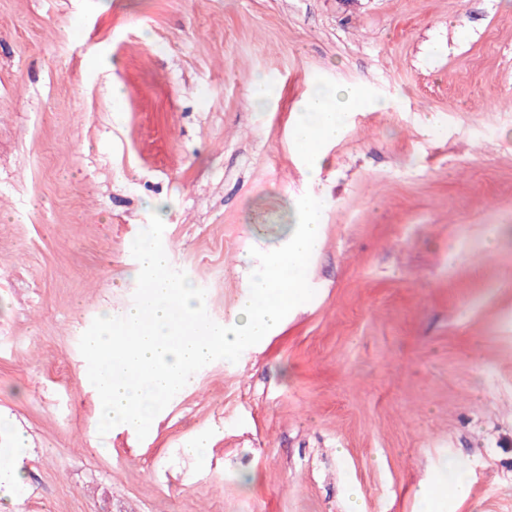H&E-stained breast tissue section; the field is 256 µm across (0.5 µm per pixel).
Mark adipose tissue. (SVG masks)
<instances>
[{
  "mask_svg": "<svg viewBox=\"0 0 512 512\" xmlns=\"http://www.w3.org/2000/svg\"><path fill=\"white\" fill-rule=\"evenodd\" d=\"M381 105V100L361 88L342 90L322 85L309 93L293 129V140L303 153L310 175L319 172L322 148L343 136L349 113L377 109Z\"/></svg>",
  "mask_w": 512,
  "mask_h": 512,
  "instance_id": "obj_1",
  "label": "adipose tissue"
}]
</instances>
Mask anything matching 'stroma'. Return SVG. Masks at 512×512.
<instances>
[{
    "label": "stroma",
    "mask_w": 512,
    "mask_h": 512,
    "mask_svg": "<svg viewBox=\"0 0 512 512\" xmlns=\"http://www.w3.org/2000/svg\"><path fill=\"white\" fill-rule=\"evenodd\" d=\"M321 84L388 106L313 179L291 128ZM307 193L313 299L145 439L99 435L79 340L132 306L151 213L220 323ZM17 430L0 512H422L452 462L438 512H512V0H0V448ZM25 447V437L15 432L13 434V448L6 454H0V482L2 478L6 481L16 483L20 480V474L14 466V460L19 448ZM465 478H454L451 483L441 482L424 493L425 500L430 504L438 505L442 501L459 496L465 488Z\"/></svg>",
    "instance_id": "obj_1"
}]
</instances>
